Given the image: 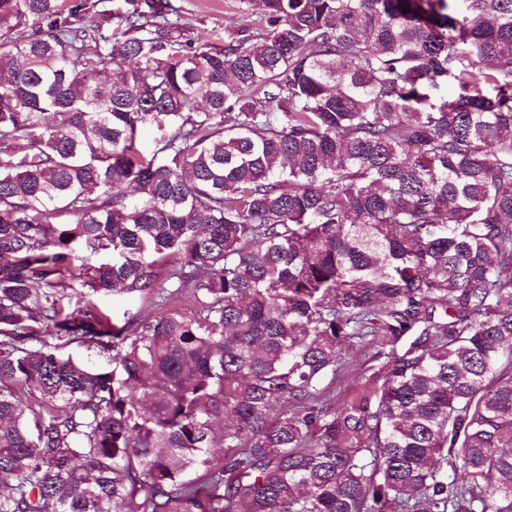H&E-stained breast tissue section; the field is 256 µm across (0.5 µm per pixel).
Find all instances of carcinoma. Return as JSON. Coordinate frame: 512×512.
Returning <instances> with one entry per match:
<instances>
[{
	"label": "carcinoma",
	"instance_id": "1",
	"mask_svg": "<svg viewBox=\"0 0 512 512\" xmlns=\"http://www.w3.org/2000/svg\"><path fill=\"white\" fill-rule=\"evenodd\" d=\"M259 2L0 0V512H512V0ZM181 16V40L224 44V28L227 19L239 24H252L246 3L240 0H172ZM73 285L76 290L67 289V295L63 299L66 310H73L79 305H83L82 297H84V300L92 301L112 323L118 325L137 315H146L152 312L151 318L154 319V316L160 313L152 310L145 294L103 291L94 293L90 288H81L76 282H73ZM60 353L65 357L72 356L73 360L84 363L89 366H100L112 368V352H103L97 348H87L76 343L64 346ZM343 353L347 361L346 368L334 381L327 380L325 383V400L332 410L361 391L368 384V378L373 371L371 366L378 365L372 360L369 351L363 352L356 347H349Z\"/></svg>",
	"mask_w": 512,
	"mask_h": 512
}]
</instances>
